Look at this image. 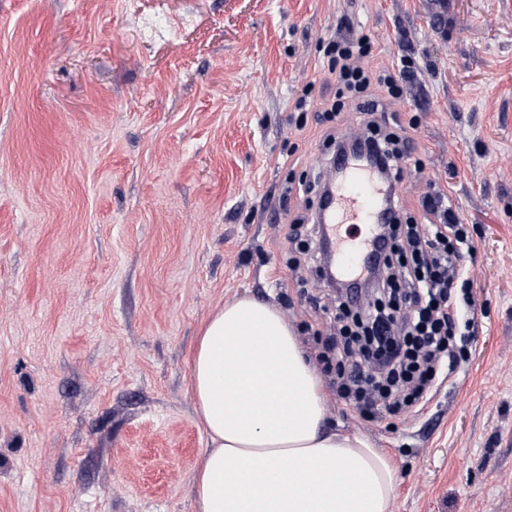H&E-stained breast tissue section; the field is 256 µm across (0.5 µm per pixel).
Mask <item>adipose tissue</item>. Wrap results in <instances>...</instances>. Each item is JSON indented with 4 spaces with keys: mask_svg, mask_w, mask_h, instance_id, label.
I'll return each instance as SVG.
<instances>
[{
    "mask_svg": "<svg viewBox=\"0 0 512 512\" xmlns=\"http://www.w3.org/2000/svg\"><path fill=\"white\" fill-rule=\"evenodd\" d=\"M191 388L208 438L197 512H391L390 458L326 426L319 376L276 307L241 297L215 311Z\"/></svg>",
    "mask_w": 512,
    "mask_h": 512,
    "instance_id": "adipose-tissue-1",
    "label": "adipose tissue"
}]
</instances>
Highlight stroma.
<instances>
[{
	"label": "stroma",
	"instance_id": "35a3bbf8",
	"mask_svg": "<svg viewBox=\"0 0 512 512\" xmlns=\"http://www.w3.org/2000/svg\"><path fill=\"white\" fill-rule=\"evenodd\" d=\"M414 74L387 118L477 252L478 335L418 418L329 427L389 455L391 512H512V0H0V512H195L202 323L247 295L308 358L330 320L288 268V187L329 152L338 24Z\"/></svg>",
	"mask_w": 512,
	"mask_h": 512
}]
</instances>
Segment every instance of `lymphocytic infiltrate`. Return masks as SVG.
<instances>
[{"label": "lymphocytic infiltrate", "mask_w": 512, "mask_h": 512, "mask_svg": "<svg viewBox=\"0 0 512 512\" xmlns=\"http://www.w3.org/2000/svg\"><path fill=\"white\" fill-rule=\"evenodd\" d=\"M371 51L367 34L330 37L324 79L335 94L316 106L300 98L295 109L318 108V137L338 148L349 139L350 118H358L363 142L391 170L415 151L409 127L382 122L404 93L410 62L375 67ZM420 204L423 222L387 227V249L363 293L329 287L310 300L315 312L334 315V330L317 355L322 374L352 412L372 421L420 413L431 392L463 369L475 334L474 241L447 194H425Z\"/></svg>", "instance_id": "lymphocytic-infiltrate-1"}]
</instances>
